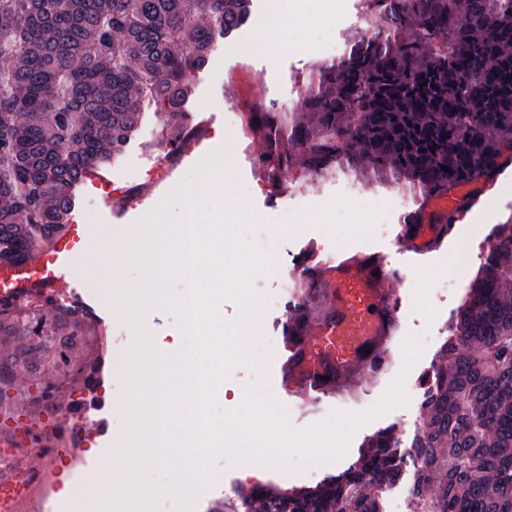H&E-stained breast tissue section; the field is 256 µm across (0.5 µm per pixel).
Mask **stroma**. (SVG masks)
Wrapping results in <instances>:
<instances>
[{
  "instance_id": "1",
  "label": "stroma",
  "mask_w": 512,
  "mask_h": 512,
  "mask_svg": "<svg viewBox=\"0 0 512 512\" xmlns=\"http://www.w3.org/2000/svg\"><path fill=\"white\" fill-rule=\"evenodd\" d=\"M269 4L270 0H254L255 10L248 22L217 48L209 66L197 77L194 109L202 134L178 155L172 169H163L160 158L142 148L143 142L158 133L156 118L151 115L142 128L140 141L127 147L120 164L105 169L107 185L88 182L78 189L74 218L90 225L92 235H99L104 228L132 234L146 216L169 198L173 186L181 184L210 154L223 148L226 136L231 135L235 138L234 154L226 161L223 172L230 176L236 198L245 202L248 211L262 223L261 229L250 232V239L261 242L263 226L286 227L270 255L272 264H279L284 255H333L341 250L384 247L391 242L400 214L417 207V189L399 184L389 176H361L347 170L328 179H299L289 183L287 191L275 192L256 164L251 140L236 138L237 116L248 109V95L240 91V83L263 86L269 100L280 109L294 108L317 65L323 59L344 54L351 37L364 29L365 0H347L344 16L334 22L305 25L301 36L305 50H294L284 40L276 52L259 39L267 23ZM113 187L126 193L127 198L108 208L103 199ZM511 219L512 179L500 178L494 190L483 194L465 220L455 224L439 250L404 271L401 337L416 342L420 348L418 357L410 362L404 351H397L390 371L368 379L357 400L338 408H319L303 402L289 413L288 419L293 427L307 429L329 420L337 410L361 413L378 404L398 379L403 382L407 403L393 406L359 425L342 455L323 461L317 478L308 477L307 463L291 455L272 460L266 466V484L289 490L315 487L318 480L348 469L363 452L368 439L384 429L394 430L401 443H409L421 420L423 381L439 362L450 325L482 265L484 236ZM461 241L469 252L468 263L462 270L448 265L455 245ZM86 255L88 264L73 265L67 280L88 289L99 315L109 325L106 337H88L83 353L89 357L106 354L112 380L94 393L75 381L62 386L58 398L65 405L76 398L94 399L100 414L109 420L112 443L108 455L113 458L125 440L128 425L126 402L130 389L126 370L135 332L114 290L97 288L94 267L106 262V253L95 244ZM286 316L283 310L263 316L259 331L251 339L248 361L231 367L215 388L220 410H237L234 393L245 395L252 389L266 404H277V397L270 391V370L285 343L282 324ZM243 470V463L233 456H219L213 477L196 496V512H210L211 504L217 501L233 504L232 491L240 485Z\"/></svg>"
}]
</instances>
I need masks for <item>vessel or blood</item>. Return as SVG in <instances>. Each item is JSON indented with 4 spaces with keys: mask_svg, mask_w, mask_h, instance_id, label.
Instances as JSON below:
<instances>
[{
    "mask_svg": "<svg viewBox=\"0 0 512 512\" xmlns=\"http://www.w3.org/2000/svg\"><path fill=\"white\" fill-rule=\"evenodd\" d=\"M480 198L473 183L448 194L423 191L419 206L402 217L391 245L322 259L306 256L294 267L302 303L321 299L302 346L288 347L273 373L283 406L299 396L315 405L357 395L370 375L388 371L401 326L398 284L414 256L435 251L450 231L449 220L467 214ZM88 225L68 224L53 245L31 262L0 266V303L46 308L74 306L90 312L66 275L90 246ZM37 416L0 429V488L11 491L7 512H50L52 466L63 440L76 446L71 478L87 482L99 466L83 452L86 442L105 444L109 424L86 404L60 405L57 392L42 388Z\"/></svg>",
    "mask_w": 512,
    "mask_h": 512,
    "instance_id": "vessel-or-blood-1",
    "label": "vessel or blood"
}]
</instances>
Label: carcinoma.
Wrapping results in <instances>:
<instances>
[{
  "label": "carcinoma",
  "instance_id": "1",
  "mask_svg": "<svg viewBox=\"0 0 512 512\" xmlns=\"http://www.w3.org/2000/svg\"><path fill=\"white\" fill-rule=\"evenodd\" d=\"M252 0H0V265L50 247L77 207L75 189L115 163L154 104L164 158L197 135L194 78L248 20ZM378 32L317 68L299 112L255 111L247 126L269 143L267 182L338 169L383 172L446 192L490 182L512 150V0H373ZM450 167L445 172L444 167ZM311 312L283 327L301 344ZM93 320L67 308L47 319L0 306V392L15 377L92 376L75 357ZM424 389L417 512H512V224H503ZM407 460L384 430L355 464L312 489L250 485L244 512H383L378 490Z\"/></svg>",
  "mask_w": 512,
  "mask_h": 512
}]
</instances>
